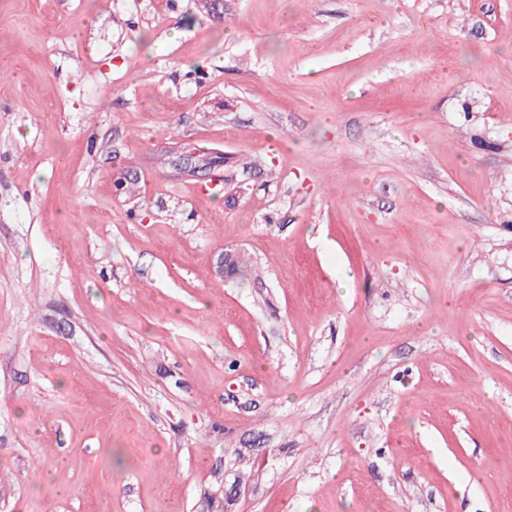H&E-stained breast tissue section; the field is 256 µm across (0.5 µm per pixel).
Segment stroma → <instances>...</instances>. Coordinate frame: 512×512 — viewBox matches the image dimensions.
Instances as JSON below:
<instances>
[{
    "label": "stroma",
    "instance_id": "35a3bbf8",
    "mask_svg": "<svg viewBox=\"0 0 512 512\" xmlns=\"http://www.w3.org/2000/svg\"><path fill=\"white\" fill-rule=\"evenodd\" d=\"M0 512H512V0H0Z\"/></svg>",
    "mask_w": 512,
    "mask_h": 512
}]
</instances>
